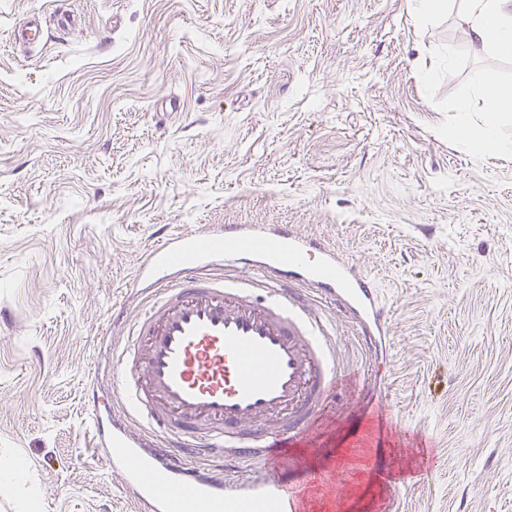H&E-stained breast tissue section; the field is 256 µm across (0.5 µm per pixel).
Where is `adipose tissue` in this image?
<instances>
[{
	"mask_svg": "<svg viewBox=\"0 0 512 512\" xmlns=\"http://www.w3.org/2000/svg\"><path fill=\"white\" fill-rule=\"evenodd\" d=\"M465 22V36L471 45L492 51L512 53V0H459ZM482 116L473 122L460 113L450 127L452 139L474 141L491 150H512V142L497 134L503 119L512 115V85L500 82L494 74H485L477 88Z\"/></svg>",
	"mask_w": 512,
	"mask_h": 512,
	"instance_id": "ef3b65f1",
	"label": "adipose tissue"
}]
</instances>
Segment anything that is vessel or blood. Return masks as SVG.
Returning a JSON list of instances; mask_svg holds the SVG:
<instances>
[{
    "mask_svg": "<svg viewBox=\"0 0 512 512\" xmlns=\"http://www.w3.org/2000/svg\"><path fill=\"white\" fill-rule=\"evenodd\" d=\"M14 37L39 46L37 16ZM234 264L244 273L225 274ZM138 271L150 291L113 356L117 410L107 424L92 417L104 463L138 512H334L332 496L307 503L288 482V445L307 436L339 376L337 338L305 294L357 315L368 347L388 331L376 279L284 224L166 233ZM362 412L354 463L305 471L307 485L332 493L362 467L389 478L391 465L371 454L381 406L369 400ZM200 455L240 480L205 474L193 462Z\"/></svg>",
    "mask_w": 512,
    "mask_h": 512,
    "instance_id": "vessel-or-blood-1",
    "label": "vessel or blood"
}]
</instances>
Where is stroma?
<instances>
[{
	"label": "stroma",
	"mask_w": 512,
	"mask_h": 512,
	"mask_svg": "<svg viewBox=\"0 0 512 512\" xmlns=\"http://www.w3.org/2000/svg\"><path fill=\"white\" fill-rule=\"evenodd\" d=\"M462 27L455 0L424 25L412 0H0V458L27 471L0 512H136L88 407L113 413L141 251L204 224H288L378 282L385 344L327 310L337 396L288 448L345 457L385 395L404 434L378 456L404 469L347 512H512V151L448 137L512 56ZM14 37L16 41L30 48L39 46L42 39L39 33L38 16L33 14L15 27Z\"/></svg>",
	"instance_id": "obj_1"
}]
</instances>
